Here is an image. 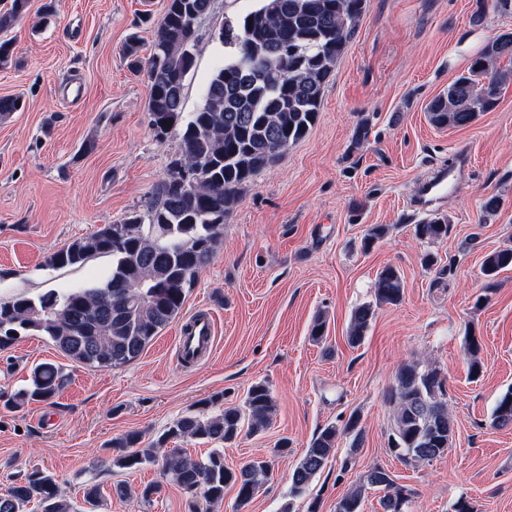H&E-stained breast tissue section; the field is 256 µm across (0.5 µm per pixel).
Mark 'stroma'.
<instances>
[{
  "instance_id": "obj_1",
  "label": "stroma",
  "mask_w": 512,
  "mask_h": 512,
  "mask_svg": "<svg viewBox=\"0 0 512 512\" xmlns=\"http://www.w3.org/2000/svg\"><path fill=\"white\" fill-rule=\"evenodd\" d=\"M166 0H29L11 30L13 59L0 65V97H22L23 110L0 119V301L105 279L112 259L50 268L48 257L75 239L144 211L179 152L180 134L157 139L145 74L130 71V35L150 46ZM256 0H213L198 24L195 67L185 82L183 112H196L212 72L224 60L217 38L225 18ZM484 10L485 21L471 18ZM512 31V17L492 0H365L327 81L315 125L247 184L224 221V244L200 270L178 320L134 362L97 368L65 358L44 336H22L0 350V398L25 388L43 362L63 367L68 382L53 403L0 405V494L40 469L64 482L74 500L97 484V512H138L149 482L162 489L147 512H188V496L162 482L158 467L113 466V440L130 431L152 441L202 399L241 404L267 382L275 401L262 433L241 432L224 447L236 469L254 458L271 471L253 500L238 507L235 488L210 512H335L337 502L373 466L388 469L412 493L407 512H453L467 496L475 512H512V428L495 427L497 399L512 388V268L486 278L489 253L512 247V84L497 107L472 125L439 129L425 106L466 73L490 39ZM74 75L86 83L77 102L61 98ZM369 136L352 146L360 120ZM463 151L454 193L436 206L448 234L421 241L409 209L429 164ZM501 198L484 213L485 196ZM373 224L390 231L369 252L361 238ZM437 263L425 267V254ZM405 282L399 305L379 308L364 342H346L353 309L374 298L385 266ZM208 309L216 320L211 354L182 363V319ZM326 342L310 338L316 317ZM481 345L483 373L471 379L466 336ZM422 360L447 379L453 444L431 462L405 463L390 450L393 407L385 395L399 367ZM359 415L360 448L338 438L335 452L292 495L290 474L316 434ZM288 453L275 455L280 439ZM124 484L128 498L114 495Z\"/></svg>"
}]
</instances>
